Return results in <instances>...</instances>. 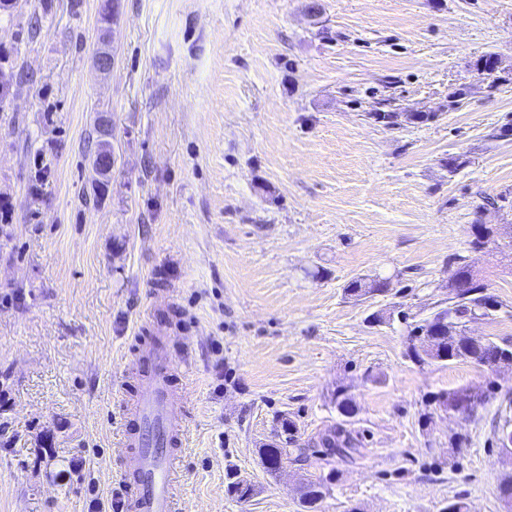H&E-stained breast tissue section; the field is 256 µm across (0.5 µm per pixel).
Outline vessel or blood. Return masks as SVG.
Segmentation results:
<instances>
[{
	"instance_id": "vessel-or-blood-1",
	"label": "vessel or blood",
	"mask_w": 512,
	"mask_h": 512,
	"mask_svg": "<svg viewBox=\"0 0 512 512\" xmlns=\"http://www.w3.org/2000/svg\"><path fill=\"white\" fill-rule=\"evenodd\" d=\"M153 367L137 381L129 400L131 428L121 435L126 467L120 474L127 512H181L177 480L195 397L189 355L156 344Z\"/></svg>"
}]
</instances>
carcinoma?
I'll return each instance as SVG.
<instances>
[{"instance_id": "1", "label": "carcinoma", "mask_w": 512, "mask_h": 512, "mask_svg": "<svg viewBox=\"0 0 512 512\" xmlns=\"http://www.w3.org/2000/svg\"><path fill=\"white\" fill-rule=\"evenodd\" d=\"M473 67L484 76L487 88L497 90L500 85L512 80L509 73L501 67L500 57L495 52L480 56ZM449 287L452 297L448 307L440 309L430 316L410 324L409 338L416 343L407 346L406 357L412 362L422 364L427 361H469L478 366L490 362L487 350L497 348L499 343L487 339L481 344H467L460 338L465 319L494 307L493 300L487 295V286L476 278L467 266L461 264L455 271ZM386 288L379 279L370 281L356 280L349 285V292L355 296L375 294ZM331 448L339 449V455L348 457L356 451L354 443L342 436V430L325 439ZM324 498L322 484L309 482L304 486L302 500L309 508H315Z\"/></svg>"}]
</instances>
